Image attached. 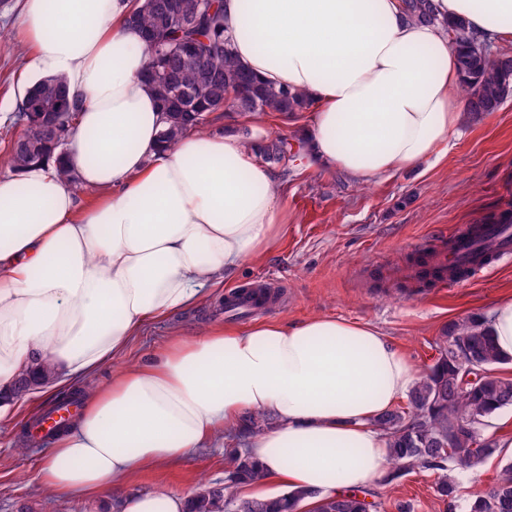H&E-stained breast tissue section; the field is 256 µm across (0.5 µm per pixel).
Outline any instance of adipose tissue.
Returning a JSON list of instances; mask_svg holds the SVG:
<instances>
[{"label": "adipose tissue", "mask_w": 512, "mask_h": 512, "mask_svg": "<svg viewBox=\"0 0 512 512\" xmlns=\"http://www.w3.org/2000/svg\"><path fill=\"white\" fill-rule=\"evenodd\" d=\"M225 34L257 79L301 92L311 163L361 182L437 161L464 98L448 36L401 0H221ZM483 41L512 45V0H433ZM137 0H23L25 76L61 78L85 103L60 161L0 182V420L12 385L49 362L77 387L151 322L199 305L285 233L275 172L233 131L159 142L164 114L140 79ZM73 171L71 185L60 168ZM420 373L374 326L333 317L173 332L152 360L114 371L43 451L37 481L63 500L121 512H189L191 497L132 493V477L273 416L249 436L263 481L333 494L383 476L376 419Z\"/></svg>", "instance_id": "obj_1"}]
</instances>
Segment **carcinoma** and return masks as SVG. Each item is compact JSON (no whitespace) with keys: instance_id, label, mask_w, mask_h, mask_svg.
Masks as SVG:
<instances>
[{"instance_id":"1","label":"carcinoma","mask_w":512,"mask_h":512,"mask_svg":"<svg viewBox=\"0 0 512 512\" xmlns=\"http://www.w3.org/2000/svg\"><path fill=\"white\" fill-rule=\"evenodd\" d=\"M170 0H142L131 23L144 41L146 65L141 76L154 94L165 124L161 142L172 146L187 131L204 130V117L212 112H271L288 115L307 109L305 98L282 87L258 81L236 58L231 40L224 36L220 5L199 16L192 28L180 26L165 10ZM410 21L439 25L448 34L462 78L465 112L472 119L497 111L512 96V51L492 50L477 41L463 17L440 19L432 0H403ZM81 100L66 91L62 79L49 77L34 83L16 116L24 133L11 148L15 171L49 161L64 152L67 136L80 111ZM259 156L267 162L288 159L284 138L263 145ZM438 357L408 395L409 410L392 409L375 425L387 436L392 482L416 466L440 472L437 494L455 498L456 479L445 463L455 461L468 470L478 469L498 452L495 441L482 434L492 414L512 407V379L496 368L512 359L503 355L490 335L488 320L469 317L448 323L437 343ZM55 375L48 364L21 374L15 393L32 386L48 385ZM271 425V417L249 414L243 432L258 433ZM458 426L453 439L448 429ZM263 478L258 464L247 453H238L223 486L202 482L192 495L190 512H297L302 501L314 496L307 491L284 492L270 499L236 496L234 487ZM314 512H368L367 503L355 493L323 496ZM470 512H512V462L496 481L470 505Z\"/></svg>"}]
</instances>
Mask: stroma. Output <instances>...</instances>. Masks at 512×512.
Here are the masks:
<instances>
[{
	"label": "stroma",
	"mask_w": 512,
	"mask_h": 512,
	"mask_svg": "<svg viewBox=\"0 0 512 512\" xmlns=\"http://www.w3.org/2000/svg\"><path fill=\"white\" fill-rule=\"evenodd\" d=\"M20 0H0V180L15 171L10 144L22 133L15 124L18 77L24 65L19 25ZM307 115L220 113L208 133L250 130L265 138L287 137L298 144ZM290 174L281 202L288 211L286 234L255 262L244 265L234 285L261 284L283 292L279 304L251 314V321L278 319L294 324L314 316L367 322L419 369L438 356L436 343L449 321L487 314L492 305L512 299V257L495 261L490 271L464 279L447 289L426 287L410 278L409 266L423 245H433L453 226L482 224L512 206V97L499 111L473 122L462 120L436 165L409 170L361 185L342 172L310 165L306 156L289 162ZM215 291L200 306L149 327L90 379L96 387L112 377L113 369L151 360L171 330L192 332L211 323L227 322ZM57 399L56 394H26L17 400L12 418L0 422V512H17L20 504H35L38 512H100L97 501L58 500L42 492L36 476L44 443L19 450L17 439L33 418ZM245 441L224 438L197 449L178 463L147 469L136 475L139 492L164 489L193 493L203 481H223L228 457ZM512 461L503 450L479 472H456L457 496L447 504L434 490L437 471L417 467L390 483L373 484L377 512H397L399 503L411 512H469L471 502L491 484L501 467Z\"/></svg>",
	"instance_id": "stroma-1"
}]
</instances>
